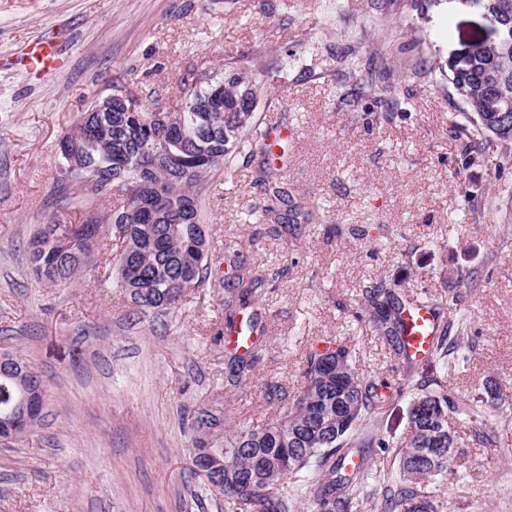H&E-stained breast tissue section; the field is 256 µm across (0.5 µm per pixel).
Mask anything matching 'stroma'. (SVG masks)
Wrapping results in <instances>:
<instances>
[{
	"label": "stroma",
	"instance_id": "1",
	"mask_svg": "<svg viewBox=\"0 0 512 512\" xmlns=\"http://www.w3.org/2000/svg\"><path fill=\"white\" fill-rule=\"evenodd\" d=\"M395 22L414 37L381 40ZM57 24L71 34L58 74L14 65ZM488 34L467 0H0V353L21 355L44 386L40 420L0 444V512H224L193 467L188 414L207 409L231 432L266 423L278 407L268 386L298 397L310 354L332 343L357 352L358 374L391 385L373 427L389 445L366 449L371 464L392 468L413 393L447 378L455 457L424 493L439 512H512V421L458 415L493 382L512 406V165L502 145L471 153L452 135L461 104L440 73ZM347 47L383 57L398 112L365 90L357 107L341 105L354 82L337 79L333 56ZM230 60L263 87V127L296 130L280 143L277 184L316 213L279 231L250 222L266 189L242 163L205 203L214 255L236 240L267 281L256 304L263 358L236 384L213 334L223 291H188L155 318L109 279V255L63 286L28 262L40 224L84 220L58 182V144L80 114L122 89L177 111L192 73ZM421 65L431 78L414 77ZM379 284L448 299L442 319L466 313L465 362L447 374L429 358L405 374L365 301Z\"/></svg>",
	"mask_w": 512,
	"mask_h": 512
}]
</instances>
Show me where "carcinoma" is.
Segmentation results:
<instances>
[{"mask_svg": "<svg viewBox=\"0 0 512 512\" xmlns=\"http://www.w3.org/2000/svg\"><path fill=\"white\" fill-rule=\"evenodd\" d=\"M494 22L493 34L472 42L448 62V81L463 104L462 121L453 125L456 136L466 135L469 148L478 149L494 137L512 144V0H466ZM259 86L253 73L233 62L221 71L195 74L196 91L180 112H157V101L145 103L127 94L112 102L110 112H84L62 140L78 143L79 168L62 160L59 181L86 206L85 223L77 229L50 221L41 225L29 244V261L37 277L64 284L79 275L95 251L107 246L98 237L102 224L122 248L113 258L116 287L140 310L154 316L176 309L190 288L224 289L223 336L241 324L243 312L256 304L264 280L240 255L234 241L224 244L231 258L223 275L212 271L211 242L202 224V210L219 173H230L236 159L262 163L255 182L274 177L269 163L271 145L257 118L258 103H247L244 91ZM371 95L392 112L399 106L396 79L384 66L370 74ZM115 197L120 206L100 212L95 203ZM312 212L294 202L288 192L273 188L262 208L251 209L260 224L300 223ZM377 330L405 364H416L400 336L405 307L441 308L425 292L398 297L384 285L369 290L367 299ZM432 356L445 370L459 366L460 349L469 339L467 319L456 316L439 327ZM259 356L258 346L228 359L236 381L247 378ZM334 356L345 373L339 383H326L322 360ZM356 352L344 346L311 355L305 370L303 395L288 402L281 387L268 396L280 402L278 415L256 428L224 438L216 452L224 459L226 512H290L304 490L317 512H355L370 496H382L381 512H438L423 496L422 486L448 474L454 458V437L448 413L456 403L447 383L422 387L409 411L410 430L396 450L398 474L373 470L365 459L352 463L350 449L372 413L390 394L389 384L355 372ZM16 383L0 376V414L12 404ZM223 429V421L199 409L192 431L200 447Z\"/></svg>", "mask_w": 512, "mask_h": 512, "instance_id": "1", "label": "carcinoma"}]
</instances>
